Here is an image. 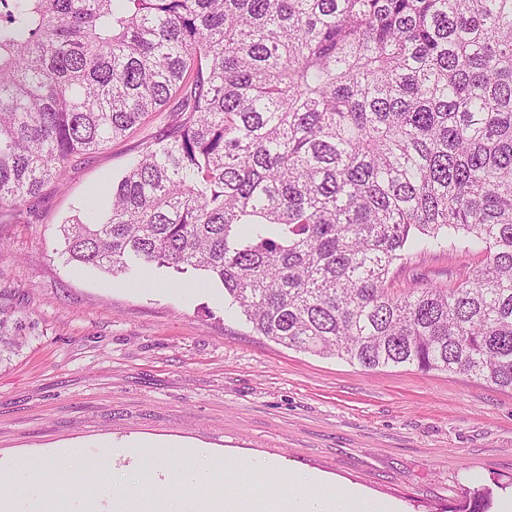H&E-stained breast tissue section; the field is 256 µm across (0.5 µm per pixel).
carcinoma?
I'll list each match as a JSON object with an SVG mask.
<instances>
[{
  "label": "carcinoma",
  "mask_w": 512,
  "mask_h": 512,
  "mask_svg": "<svg viewBox=\"0 0 512 512\" xmlns=\"http://www.w3.org/2000/svg\"><path fill=\"white\" fill-rule=\"evenodd\" d=\"M163 111L66 263L201 270L288 349L512 391V0H0V211ZM447 250L482 261L392 287ZM31 329L0 293V364Z\"/></svg>",
  "instance_id": "1"
}]
</instances>
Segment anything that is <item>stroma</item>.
<instances>
[{
    "instance_id": "obj_1",
    "label": "stroma",
    "mask_w": 512,
    "mask_h": 512,
    "mask_svg": "<svg viewBox=\"0 0 512 512\" xmlns=\"http://www.w3.org/2000/svg\"><path fill=\"white\" fill-rule=\"evenodd\" d=\"M142 126L68 167L12 212L0 213V290L35 324L22 354L0 367V497L29 512L38 461L67 489L64 512L121 499L137 512L135 449H153L168 476L193 448L206 460L263 457L276 481L304 471L315 491L350 487L399 512H449L490 490L489 512L512 495V392L463 374L362 369L257 336L199 271L153 269L146 281L65 265L62 224L88 193L117 181L165 124ZM481 255L413 258L399 288L444 283Z\"/></svg>"
}]
</instances>
